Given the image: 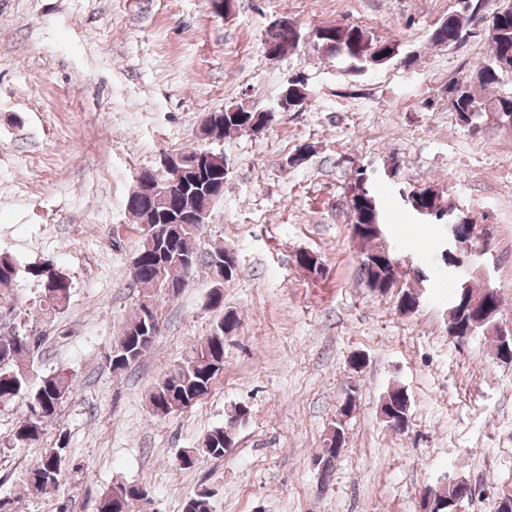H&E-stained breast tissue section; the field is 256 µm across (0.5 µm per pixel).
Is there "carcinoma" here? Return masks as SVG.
<instances>
[{
  "label": "carcinoma",
  "mask_w": 512,
  "mask_h": 512,
  "mask_svg": "<svg viewBox=\"0 0 512 512\" xmlns=\"http://www.w3.org/2000/svg\"><path fill=\"white\" fill-rule=\"evenodd\" d=\"M485 0H476L473 5H464L461 10L448 15L431 31L430 41L434 46H450L463 37V29L471 17L481 11ZM490 54L476 69V81H466L448 85V100L455 112L472 113L479 118L490 114L499 118L498 125H512V94H500L493 103H488L474 90L478 84L483 88L497 87L501 77L506 74L502 63L512 61V0H501L500 4L485 13ZM286 30H269L272 39L280 50H294L296 42L289 40ZM315 50L323 56L341 57L347 63V72L362 74L370 69L382 66L395 58L399 45L392 40H383L358 25H324L314 36ZM254 112L236 104L224 108V120L212 123L205 135L224 136L233 132L246 131V124L253 118ZM201 152H209L215 159L219 174L197 178L183 188L173 189L160 197L159 203L144 197H132L127 200V209L137 219L141 245L137 251L139 266L131 287L137 290L136 310L129 321L121 327L115 346L119 351L115 361L110 363L112 372L123 374L128 371L143 354L150 351L154 341L161 333L162 313L158 304L177 297L185 288L199 265L203 264L208 273L215 278L228 281L237 272V256L222 245H217L200 255L197 244L203 231L202 224H168L153 221L152 211L174 214L187 206L204 203L207 184L211 181L218 185L224 183V156L207 146H199L186 152L193 157ZM404 196L410 198L406 208L415 221L423 223L421 210L430 209L436 213L448 211L449 203L441 192L433 186L415 187ZM348 206L355 218L351 225L353 237L363 245L360 251L359 270L361 279L378 284L380 292L385 293L397 284L395 267L390 262L380 265L373 260L384 253L394 254L395 244L389 239L384 213L378 197L371 187H362L360 179H355L348 195ZM462 242L468 251L482 256L478 245L479 224L471 217L459 226ZM27 276L36 281L39 287L38 306L41 316L52 319L62 313L69 304L72 284L69 277L50 263L29 267ZM20 269L16 261L8 254L0 253V305L10 304L13 290L18 288ZM152 298L157 304L152 322L143 323L141 312L142 298ZM456 309L448 318V330H456L458 336H469L471 332L491 329L495 332L496 355L502 354L503 342L493 315L481 326H475L469 311V299L464 297L462 288L455 289ZM239 318L231 313L221 316L213 324L206 338L194 347L184 360L175 365L151 389L148 396L150 413L165 419L182 413L195 406L206 396L221 375L224 366L225 326L236 329ZM46 335L38 326L19 328L8 336H0V407H7L19 401L27 405V411L20 420L15 432L14 443L20 446H32L41 442L45 427L57 410L70 399L76 391V383L71 374L58 370L40 378L37 388L29 389L31 375L30 358L42 349ZM382 411L393 417L389 426L403 430L402 420L408 418L409 400L407 392L400 388L391 389L382 401ZM246 422V414L241 407H234L227 422L206 433L192 448L180 452L172 461L178 471L194 468L205 458L224 457V439H233L236 427ZM66 463V440L61 437L52 446L43 449L37 466L29 472L27 487L37 493L61 486ZM140 484H120L103 493L100 497L98 512H134L141 503ZM476 490L471 484L460 481L450 485L439 494L442 500L469 501ZM182 512H211L210 494L205 488L189 495Z\"/></svg>",
  "instance_id": "1"
}]
</instances>
